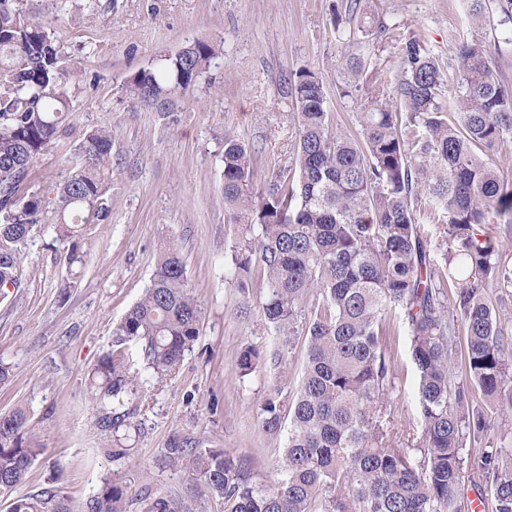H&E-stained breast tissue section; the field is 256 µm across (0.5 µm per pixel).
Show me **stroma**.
I'll use <instances>...</instances> for the list:
<instances>
[{"instance_id":"1","label":"stroma","mask_w":512,"mask_h":512,"mask_svg":"<svg viewBox=\"0 0 512 512\" xmlns=\"http://www.w3.org/2000/svg\"><path fill=\"white\" fill-rule=\"evenodd\" d=\"M44 24L79 83H67L70 127L41 155L26 193L47 194L70 172L84 133L111 129L109 216L87 224L80 240L83 264L70 275L67 246L56 243L46 215L29 237L19 267L22 286L0 301V412L24 408L43 452L16 487L25 496L53 484L72 512L107 479L149 493L180 492L185 471L165 468L172 437L207 439L238 457L255 483L279 476L283 443L265 435L258 405L274 391L293 394L306 361L298 341L288 374L265 365L247 377L237 353L251 342L272 351L275 338L259 311L263 291L242 293L226 257L235 243L224 211V138L245 140L254 151L251 184L265 190L294 166L296 110L289 81L303 68L319 73L332 122L358 127L372 91L392 86L402 40L426 45L448 76L457 73V42L480 39L512 86V45L492 25L473 24L464 0H15ZM198 41H220L217 59L185 97L178 121L165 126L156 113L132 110L127 78ZM366 68L352 81L343 65L350 54ZM175 240L201 309L200 336L171 378L140 379L148 404L119 430L105 429L91 394L103 379L94 369L112 349V330L141 297L166 240ZM395 359L402 385L392 393L398 427L415 417L417 376L398 340ZM119 436L122 458L110 452Z\"/></svg>"}]
</instances>
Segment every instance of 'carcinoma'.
I'll list each match as a JSON object with an SVG mask.
<instances>
[{
	"label": "carcinoma",
	"instance_id": "carcinoma-1",
	"mask_svg": "<svg viewBox=\"0 0 512 512\" xmlns=\"http://www.w3.org/2000/svg\"><path fill=\"white\" fill-rule=\"evenodd\" d=\"M504 40L512 42V0H499ZM223 43L196 42L125 84L131 107L178 122L186 94ZM458 73L448 80L414 38L402 43L399 76L374 90L357 131L335 128L319 74L304 68L291 84L297 125L294 174L267 191H250L253 151L224 137V205L238 234L228 263L246 292L266 289L261 315L277 348L237 353L240 377L261 365L288 368L299 328L307 343L299 389L275 392L257 409L261 430L279 439L288 418L280 477L253 483L232 453L173 438L162 463L185 470L184 494L138 499L140 512H201L210 499L227 512H465L464 474L477 494L490 491L494 512H512V436L488 441L472 456L467 442L488 424L482 400L512 409V325L487 300L491 288H512V259L492 224L512 232V181L483 159L512 142V89L478 39L457 47ZM82 70L65 60L43 24L0 0V295L20 287L22 248L47 209L24 194L37 158L68 129L61 86ZM453 100L454 113L442 106ZM69 176L53 188L54 240L68 246V264L82 263L78 242L86 218L104 220L112 186V131H89ZM315 300L305 317L309 300ZM402 315L417 372L413 427L399 430L389 395L398 389L392 357ZM200 308L178 249L167 242L143 296L113 328L118 350L104 355L96 401L108 426L144 401L138 373L119 347L135 342L157 381L174 374L199 336ZM124 407L120 416L108 409ZM43 448L26 412L0 413V490L13 491ZM130 487L113 480L85 512H128ZM9 512H71L49 485L12 499Z\"/></svg>",
	"mask_w": 512,
	"mask_h": 512
}]
</instances>
